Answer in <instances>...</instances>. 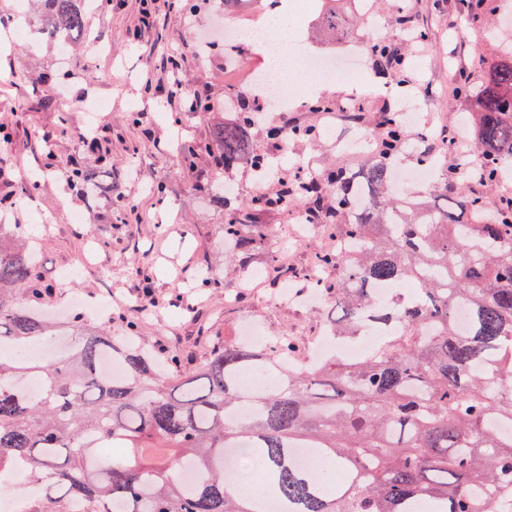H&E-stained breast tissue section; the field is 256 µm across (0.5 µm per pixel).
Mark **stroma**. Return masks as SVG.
<instances>
[{
    "label": "stroma",
    "mask_w": 512,
    "mask_h": 512,
    "mask_svg": "<svg viewBox=\"0 0 512 512\" xmlns=\"http://www.w3.org/2000/svg\"><path fill=\"white\" fill-rule=\"evenodd\" d=\"M271 0H230L213 4L187 16L184 9H161L155 25H148L141 0H112L110 8L88 14L87 29L109 52L93 56L83 37H75L65 65H58L54 45L25 40L11 44L8 58L0 60V124L10 138H0V197L14 194L31 170H38L37 187L9 210L7 221L23 224L37 239L36 271L55 294L54 313L87 316L90 306L109 303L112 333L120 337L133 331L140 345L160 356L176 354L183 369L197 368L207 357L213 338L233 341L245 323L264 331L267 338L292 337L301 359L315 352L335 301L326 309L300 304L281 306L274 298L284 278L266 277L260 285L241 287L242 269L229 261L221 246L224 212L198 189L201 180L222 179L234 190L232 205L241 210L246 224L262 228L247 267L266 272L270 254H278L289 269L299 271L295 284L310 292L314 281L332 282L335 267H319L315 256L335 249L333 226L345 216L323 217L300 236L294 215L258 210L250 205L257 190L272 191L280 179L293 178L297 169L325 175L346 167L365 169L367 158L346 153L345 146L359 132L375 134L378 110L399 101L394 83L380 81L372 64H365V86L355 88L339 81H315L310 94L362 108L364 119L338 125L335 138L324 133L323 113L308 108H285L271 114L270 122L288 117L293 124L310 127L316 139H289L287 162L257 185L249 165L214 172L207 157L194 165L183 163L185 145L205 142L213 129L230 120V113L215 109L193 112L183 96L174 94L175 77L187 78L191 88H211L215 96H240L244 83L228 81L223 48L213 50L200 64L191 36L224 18L226 23L247 25L260 18V6ZM425 29L426 46L410 51L422 61L420 83L429 95H417L421 113H434L437 129L455 132L458 148L436 147L441 167L452 166L459 152H473L474 132L463 124L469 110L466 97L457 95L451 80L465 70L478 84L503 50L512 44V21L504 16L501 0H487L477 22H470L460 0H374L389 18L383 38L401 45L400 26L394 25L397 4ZM317 9H310L297 27L300 54L336 55L346 45L361 41L365 23L351 20L345 40L322 29ZM179 53L181 69H165V57ZM109 100L107 109L87 117L89 103ZM249 127L257 152L273 151L268 126ZM94 134L107 148V160L89 150L86 134ZM97 174V192L84 196L68 186L75 166ZM133 209H125L127 201ZM81 222H73L72 213ZM73 270L62 280L63 270ZM213 284L201 286V276Z\"/></svg>",
    "instance_id": "obj_1"
}]
</instances>
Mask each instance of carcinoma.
Wrapping results in <instances>:
<instances>
[{
  "mask_svg": "<svg viewBox=\"0 0 512 512\" xmlns=\"http://www.w3.org/2000/svg\"><path fill=\"white\" fill-rule=\"evenodd\" d=\"M85 2L40 0L41 37L85 30ZM321 25L339 39L348 21L329 10ZM369 54L395 83L413 69L391 43L377 41ZM457 92L470 100L479 175L494 180L512 157V51L481 84L464 81ZM378 128L383 160L362 173L282 180L251 200L284 212L317 211L328 200V213L348 216L337 234L348 251L316 256L317 265L336 266V286H316L336 295L333 335L384 329V342L355 363L295 368L284 336L260 350L217 342L196 370L174 379L104 326L41 314L51 289L35 273L36 241L21 224H0V237L15 235L13 245L0 243V347L11 349L0 355V469L18 464L40 485L25 512H73L77 503L83 512H267L263 499L232 491L231 454L240 467L260 464L276 512H493L484 490L512 494V202L485 224L465 223L462 215L482 205L459 193L462 158L443 181L455 206L390 198L388 160L408 134L391 108ZM202 151L215 169L270 170L269 155L237 122L188 148ZM94 179L75 167L69 182L82 191ZM224 244L243 259L252 244L233 209L224 214ZM412 279L419 288L401 303H371V286ZM105 355L124 361L123 379L101 373ZM248 374L286 381L265 392L245 383ZM30 377L42 380L41 392L26 389ZM301 449L312 465L298 463ZM324 460L340 474L331 489L319 474ZM184 463L198 471L189 490L175 478Z\"/></svg>",
  "mask_w": 512,
  "mask_h": 512,
  "instance_id": "obj_1",
  "label": "carcinoma"
}]
</instances>
